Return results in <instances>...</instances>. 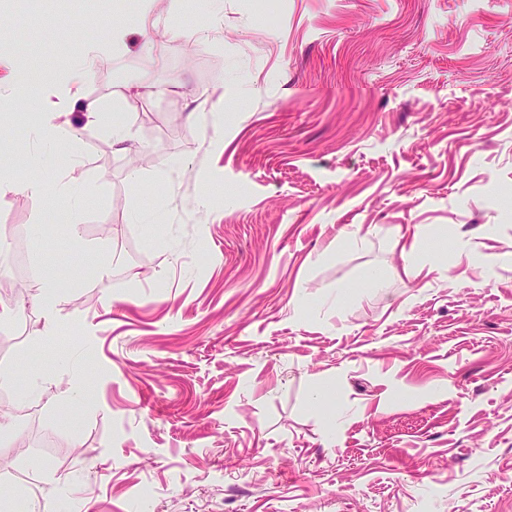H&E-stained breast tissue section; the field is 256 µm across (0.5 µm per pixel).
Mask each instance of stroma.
<instances>
[{"instance_id": "35a3bbf8", "label": "stroma", "mask_w": 512, "mask_h": 512, "mask_svg": "<svg viewBox=\"0 0 512 512\" xmlns=\"http://www.w3.org/2000/svg\"><path fill=\"white\" fill-rule=\"evenodd\" d=\"M107 14L75 158L34 162L35 96L0 124V174L93 191L73 226L0 196V282L63 295L45 338L0 293V512H512V0H0V79L69 72Z\"/></svg>"}]
</instances>
